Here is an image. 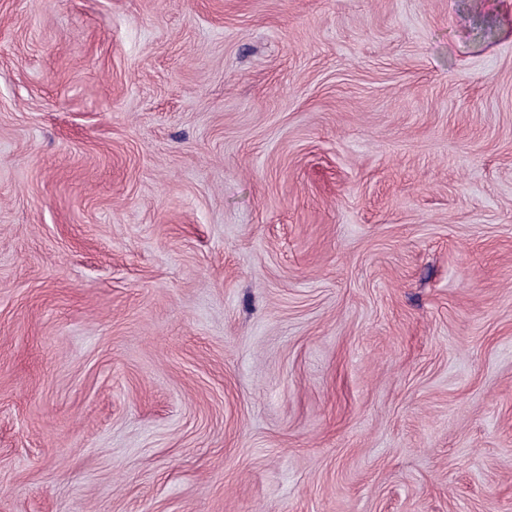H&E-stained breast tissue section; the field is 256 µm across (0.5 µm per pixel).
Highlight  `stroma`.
<instances>
[{
	"instance_id": "stroma-1",
	"label": "stroma",
	"mask_w": 512,
	"mask_h": 512,
	"mask_svg": "<svg viewBox=\"0 0 512 512\" xmlns=\"http://www.w3.org/2000/svg\"><path fill=\"white\" fill-rule=\"evenodd\" d=\"M0 512H512V0H0Z\"/></svg>"
}]
</instances>
